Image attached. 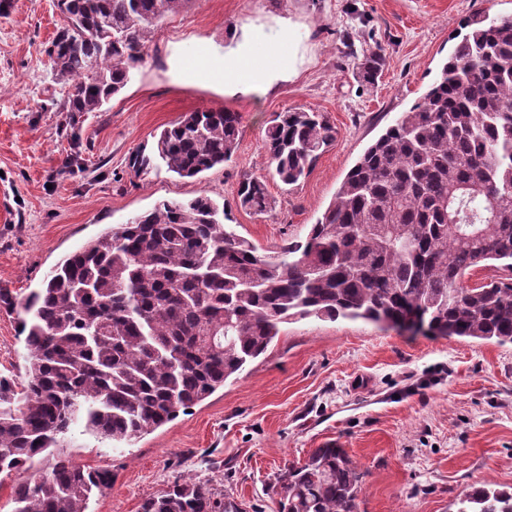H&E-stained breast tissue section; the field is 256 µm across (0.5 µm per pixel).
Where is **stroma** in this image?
Instances as JSON below:
<instances>
[{"instance_id":"stroma-1","label":"stroma","mask_w":512,"mask_h":512,"mask_svg":"<svg viewBox=\"0 0 512 512\" xmlns=\"http://www.w3.org/2000/svg\"><path fill=\"white\" fill-rule=\"evenodd\" d=\"M10 4L0 13V288L17 293L164 199L222 201L236 233L265 250L305 236L363 151L420 100L460 22L512 17V0H186L151 33L134 79L69 136L45 55L62 23L56 0ZM286 24L292 76L267 93L229 97L201 74L198 58L223 53L229 30L259 47ZM374 49L385 64L367 85L356 63ZM295 108L325 113L336 139L287 186L269 174L265 130ZM199 109L238 113L229 162L195 179L134 168L163 128ZM245 173L266 176L272 211L240 207ZM27 356L17 312L0 308V375L25 381ZM329 439L366 472L359 512H455L482 483L512 492V345L292 320L237 378L153 433L115 447L77 427L63 451L112 474L91 512H139L183 475L240 512H278L281 470Z\"/></svg>"}]
</instances>
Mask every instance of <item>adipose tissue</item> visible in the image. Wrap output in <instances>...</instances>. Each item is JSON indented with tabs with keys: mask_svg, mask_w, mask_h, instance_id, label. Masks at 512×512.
<instances>
[{
	"mask_svg": "<svg viewBox=\"0 0 512 512\" xmlns=\"http://www.w3.org/2000/svg\"><path fill=\"white\" fill-rule=\"evenodd\" d=\"M290 34V28H282L258 50L249 41H242L224 55L205 57L202 68L212 82L223 85L226 95L266 92L284 71L282 62Z\"/></svg>",
	"mask_w": 512,
	"mask_h": 512,
	"instance_id": "obj_1",
	"label": "adipose tissue"
}]
</instances>
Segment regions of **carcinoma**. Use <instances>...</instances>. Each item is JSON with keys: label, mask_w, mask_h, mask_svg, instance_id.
<instances>
[{"label": "carcinoma", "mask_w": 512, "mask_h": 512, "mask_svg": "<svg viewBox=\"0 0 512 512\" xmlns=\"http://www.w3.org/2000/svg\"><path fill=\"white\" fill-rule=\"evenodd\" d=\"M185 0H57L64 24L46 49L67 88V126L99 112L143 62L155 27ZM421 100L388 126L303 239L268 254L208 195L161 200L64 257L42 286L0 292L20 310L26 381L0 376V473L47 466L12 488L14 512H87L112 474L53 452L75 426L130 442L202 402L264 354L280 325L309 317L394 323L512 344V278L466 288L470 271L512 272V18L472 16ZM375 50L359 63L377 74ZM230 111L200 109L164 129L150 155L180 178L224 165L238 146ZM319 112L286 111L267 128L274 174L293 185L335 140ZM240 207L273 209L266 182L241 176ZM364 472L325 444L278 477L280 512H359ZM140 512H233L183 477ZM456 512H512V492L483 483Z\"/></svg>", "instance_id": "1"}]
</instances>
